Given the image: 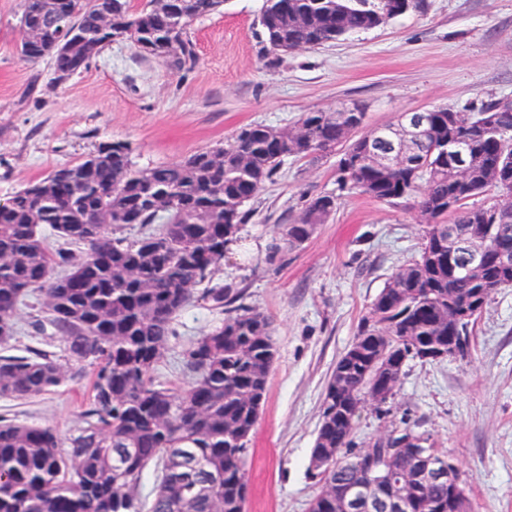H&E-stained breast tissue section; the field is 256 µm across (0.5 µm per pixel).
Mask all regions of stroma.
Instances as JSON below:
<instances>
[{"label":"stroma","instance_id":"stroma-1","mask_svg":"<svg viewBox=\"0 0 512 512\" xmlns=\"http://www.w3.org/2000/svg\"><path fill=\"white\" fill-rule=\"evenodd\" d=\"M265 0H226L189 36L183 66L107 45L63 83L49 60H20L23 0H0V200L120 141L137 168L181 160L232 141L250 124L287 129L300 115L361 104L374 130L404 112L512 98V0H419L380 27L276 62L261 55ZM337 193L336 209L304 244L272 245L307 203ZM252 216L210 284L268 314L277 349L268 394L247 451V512H308L320 487L307 473L327 381L387 279L417 256L424 237L416 197L392 202L338 190L336 159L293 157L245 205ZM36 298L15 319L18 351L55 353L66 370L52 391L0 398V416L83 426L92 370L70 358L53 330L36 331ZM224 310L194 299L177 316L155 375L181 386L189 344L223 324ZM464 356L407 361L383 409L365 403L353 442L367 446L402 423L418 426L470 484V512H512V287L495 291L469 329Z\"/></svg>","mask_w":512,"mask_h":512}]
</instances>
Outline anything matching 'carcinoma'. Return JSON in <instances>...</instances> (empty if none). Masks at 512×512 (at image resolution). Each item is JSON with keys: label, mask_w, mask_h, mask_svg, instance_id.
Wrapping results in <instances>:
<instances>
[{"label": "carcinoma", "mask_w": 512, "mask_h": 512, "mask_svg": "<svg viewBox=\"0 0 512 512\" xmlns=\"http://www.w3.org/2000/svg\"><path fill=\"white\" fill-rule=\"evenodd\" d=\"M225 0H183L173 11L155 0L135 10L130 0H24L26 24L39 20L66 29L70 42L91 48L92 60L108 44H148L161 56L179 46L174 63L195 59L189 27L218 12ZM399 0H266L261 14L265 55L291 48H317L372 29L401 15ZM51 56L55 81L69 70L67 50ZM363 112H305L303 138L281 142L273 127L248 125L233 141L201 149L184 159L136 169L129 147L102 144L84 159L54 168L15 191L0 207V347L11 348L19 306L36 290L44 293L47 322L70 356L93 368L85 426L64 437L52 426L0 417V512H245L247 443L268 392L276 349L272 321L243 305L227 311L224 324L192 342L183 354L191 380L183 387L155 383L177 315L196 287L224 260L249 213L243 210L273 179L288 157L315 161L321 149L341 150L336 183L377 200L412 194L426 215L418 257L387 280L362 319L350 349L328 380L321 424L311 451L330 447L338 458L328 468L340 486L355 479L351 460L355 423L350 411L373 388H396L408 360V345L448 337V311L498 288L512 286V270L490 261L479 271L448 266L457 239L484 236L486 214L497 207L496 168L512 171V109L489 101L467 112L448 106L433 113L414 143L411 165L390 168L369 155L371 138L392 135L387 127L363 131ZM462 146L469 175L451 165ZM218 154L221 160L214 161ZM486 204L472 206L478 196ZM333 194L317 196L330 210L313 217L306 206L282 227L273 246L295 248L310 238L336 208ZM154 224L161 225L157 231ZM144 230L129 241L111 232ZM454 238H448V228ZM81 245L77 254L52 249L42 229ZM512 245V214H502L491 246ZM65 372L55 355L31 350L0 355V397L24 400L57 387ZM196 461V484L183 480L187 460ZM161 476L145 502L138 489L149 465ZM448 486L413 487L411 512H437Z\"/></svg>", "instance_id": "carcinoma-1"}]
</instances>
